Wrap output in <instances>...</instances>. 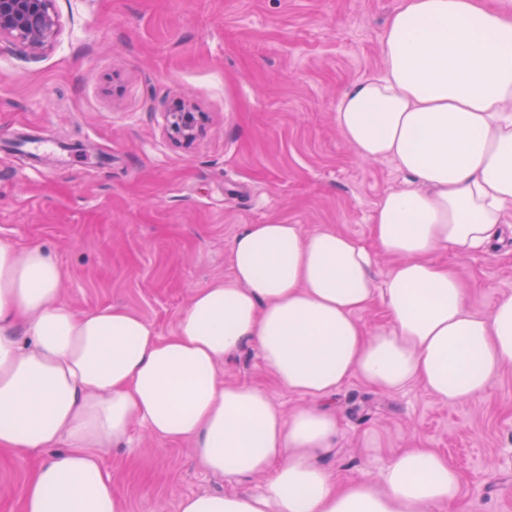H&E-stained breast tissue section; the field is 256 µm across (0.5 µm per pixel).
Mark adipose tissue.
Wrapping results in <instances>:
<instances>
[{"label": "adipose tissue", "mask_w": 512, "mask_h": 512, "mask_svg": "<svg viewBox=\"0 0 512 512\" xmlns=\"http://www.w3.org/2000/svg\"><path fill=\"white\" fill-rule=\"evenodd\" d=\"M382 65L350 84L336 126L365 158L411 178L372 228L394 262L382 282L358 240L277 220L231 240V274L195 292L171 335L117 306L75 313L39 246L0 240V450L37 465L22 512H124L103 465L133 422L189 441L204 470L264 491L186 494L179 512H439L461 478L429 448L396 456L381 482L336 486L318 465L337 433L325 408L284 412L262 390L224 383V357L256 346L288 392L321 399L351 377L386 392L420 382L436 399L479 398L512 364V296L469 306L439 251L484 250L512 211V0H400ZM381 301L388 327L359 316Z\"/></svg>", "instance_id": "adipose-tissue-1"}]
</instances>
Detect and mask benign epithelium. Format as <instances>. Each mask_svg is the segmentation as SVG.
Segmentation results:
<instances>
[{
	"label": "benign epithelium",
	"instance_id": "benign-epithelium-1",
	"mask_svg": "<svg viewBox=\"0 0 512 512\" xmlns=\"http://www.w3.org/2000/svg\"><path fill=\"white\" fill-rule=\"evenodd\" d=\"M59 20L53 0H0V41L18 43L38 52L56 41ZM167 135L190 144L202 132L206 113L196 111L189 99L177 100L162 113Z\"/></svg>",
	"mask_w": 512,
	"mask_h": 512
}]
</instances>
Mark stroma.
Listing matches in <instances>:
<instances>
[{"label":"stroma","mask_w":512,"mask_h":512,"mask_svg":"<svg viewBox=\"0 0 512 512\" xmlns=\"http://www.w3.org/2000/svg\"><path fill=\"white\" fill-rule=\"evenodd\" d=\"M399 0H54L62 25L39 55L0 43V239L38 245L63 267L74 312L119 305L169 335L193 293L231 273L246 224L334 229L376 251L381 197L408 177L360 156L336 127L354 81L381 67ZM188 98L209 113L189 146L162 112ZM472 309L512 295V223L474 253H440ZM225 382L257 386L284 411L330 408L338 436L319 462L335 481L379 478L407 448H433L461 475L448 512H512V365L475 401L446 404L417 382L387 393L353 378L314 399L280 388L252 346L220 363ZM125 512H178L180 496L262 491L200 469L193 445L132 426L103 456ZM33 461L0 453V512Z\"/></svg>","instance_id":"35a3bbf8"}]
</instances>
